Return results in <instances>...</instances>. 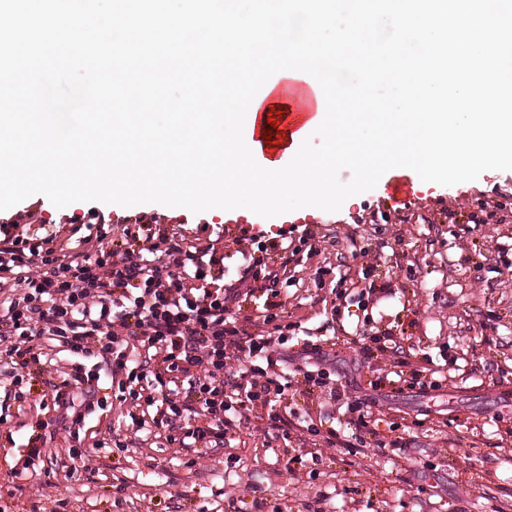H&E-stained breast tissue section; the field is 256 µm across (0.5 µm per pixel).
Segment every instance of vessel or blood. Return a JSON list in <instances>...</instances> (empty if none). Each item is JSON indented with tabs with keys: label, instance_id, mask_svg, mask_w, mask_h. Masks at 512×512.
I'll return each instance as SVG.
<instances>
[{
	"label": "vessel or blood",
	"instance_id": "1",
	"mask_svg": "<svg viewBox=\"0 0 512 512\" xmlns=\"http://www.w3.org/2000/svg\"><path fill=\"white\" fill-rule=\"evenodd\" d=\"M287 99L291 117L307 121L325 111L326 101L318 81L299 70H281L273 74L254 97L255 103L267 100L270 93ZM412 196L411 184L402 175L393 176L386 186V200L393 206L406 204Z\"/></svg>",
	"mask_w": 512,
	"mask_h": 512
}]
</instances>
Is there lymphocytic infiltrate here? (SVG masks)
Listing matches in <instances>:
<instances>
[{
  "label": "lymphocytic infiltrate",
  "mask_w": 512,
  "mask_h": 512,
  "mask_svg": "<svg viewBox=\"0 0 512 512\" xmlns=\"http://www.w3.org/2000/svg\"><path fill=\"white\" fill-rule=\"evenodd\" d=\"M254 260L234 281L224 279L215 239H189L160 224H45L32 233L0 220V374L43 363L44 345L76 359L96 358L119 392L152 408V423L183 448L223 446L224 416L253 409L294 384L290 372L250 367L225 372L228 351L248 357L283 344L276 313L268 334L249 332L234 312L262 274ZM183 403H176L179 393ZM196 425H180V417Z\"/></svg>",
  "instance_id": "f902f5d3"
}]
</instances>
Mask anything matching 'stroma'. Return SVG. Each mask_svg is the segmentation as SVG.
<instances>
[{
	"mask_svg": "<svg viewBox=\"0 0 512 512\" xmlns=\"http://www.w3.org/2000/svg\"><path fill=\"white\" fill-rule=\"evenodd\" d=\"M412 191L388 210L381 180L338 211L294 210L246 236L223 210L185 211V232L223 225L228 281L259 243L287 233L295 255L276 290L288 366L300 378L328 372L276 402L297 429L283 438L262 408L240 409L223 447L182 448L132 425L131 402L94 368L93 414L57 429L63 352L24 370V400L0 382V512H512V171ZM483 202L502 203L499 223H481ZM374 336L388 349L364 358ZM311 341L323 363L307 357ZM423 366L433 387H403L399 372ZM357 399L370 400L380 435L362 446L346 409Z\"/></svg>",
	"mask_w": 512,
	"mask_h": 512,
	"instance_id": "stroma-1",
	"label": "stroma"
}]
</instances>
